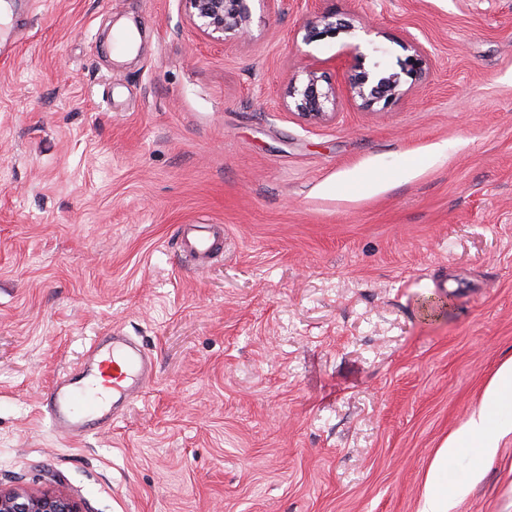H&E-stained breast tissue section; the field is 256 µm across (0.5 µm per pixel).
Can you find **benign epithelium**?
I'll list each match as a JSON object with an SVG mask.
<instances>
[{
	"instance_id": "7a95c632",
	"label": "benign epithelium",
	"mask_w": 512,
	"mask_h": 512,
	"mask_svg": "<svg viewBox=\"0 0 512 512\" xmlns=\"http://www.w3.org/2000/svg\"><path fill=\"white\" fill-rule=\"evenodd\" d=\"M183 2L196 27L215 41L225 43L241 38L249 32L252 0H183ZM303 29L305 31L303 40L311 43L323 32L350 34L354 26L333 22L330 16L323 15L315 21L306 22ZM404 49L411 51V54L401 61L400 71L393 73L379 70L377 63L370 69L365 68V55H359L355 64L356 70L349 81V92L362 101L363 108L370 110L379 103L385 106L393 103L404 94L402 77L406 76L417 81L426 74L428 60L426 49L413 40L407 42ZM288 97L299 116L308 121L322 122L332 115L329 105L336 104V88L329 83L324 73L316 69H307L303 78L290 82ZM0 512H84V510L78 499L63 493L0 490Z\"/></svg>"
}]
</instances>
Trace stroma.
I'll return each mask as SVG.
<instances>
[{
  "label": "stroma",
  "instance_id": "35a3bbf8",
  "mask_svg": "<svg viewBox=\"0 0 512 512\" xmlns=\"http://www.w3.org/2000/svg\"><path fill=\"white\" fill-rule=\"evenodd\" d=\"M0 45V486L87 512H418L512 357V0H288L213 41L182 0H25ZM351 35L303 40L317 14ZM131 20L136 56L109 53ZM427 75L348 93L355 51ZM326 71L336 112L289 111ZM224 253L185 260L181 227ZM156 375L83 440L53 382L110 329ZM450 512H512V434ZM412 54L401 61L400 72L385 73L379 70V64L374 63L371 69L364 66L365 55L359 54L354 65V74L349 81V92L362 101L365 109H372L374 105L383 102V107L396 101L403 94L402 75L417 81L427 71L428 53L424 47L415 41H409L404 46ZM182 236L195 267L204 268L224 244V227L220 224H188L182 227Z\"/></svg>",
  "mask_w": 512,
  "mask_h": 512
}]
</instances>
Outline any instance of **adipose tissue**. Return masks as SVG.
Here are the masks:
<instances>
[{"label":"adipose tissue","mask_w":512,"mask_h":512,"mask_svg":"<svg viewBox=\"0 0 512 512\" xmlns=\"http://www.w3.org/2000/svg\"><path fill=\"white\" fill-rule=\"evenodd\" d=\"M512 433V359L506 361L486 387L480 405L440 448L431 464L419 512H448V464L462 452L488 458L499 441Z\"/></svg>","instance_id":"1"}]
</instances>
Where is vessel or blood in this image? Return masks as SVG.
<instances>
[{"label":"vessel or blood","instance_id":"1","mask_svg":"<svg viewBox=\"0 0 512 512\" xmlns=\"http://www.w3.org/2000/svg\"><path fill=\"white\" fill-rule=\"evenodd\" d=\"M187 252L204 267L224 243L220 224H188L182 228ZM150 354L137 342L115 331L95 341L83 364L59 377L47 393L45 409L52 428L78 439L92 425H111L143 393L154 378Z\"/></svg>","mask_w":512,"mask_h":512}]
</instances>
